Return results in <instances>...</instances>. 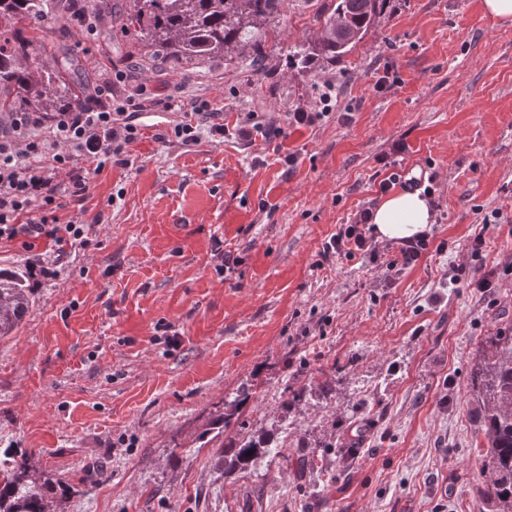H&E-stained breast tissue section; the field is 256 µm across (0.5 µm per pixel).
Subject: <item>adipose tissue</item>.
Here are the masks:
<instances>
[{
  "label": "adipose tissue",
  "instance_id": "ef3b65f1",
  "mask_svg": "<svg viewBox=\"0 0 512 512\" xmlns=\"http://www.w3.org/2000/svg\"><path fill=\"white\" fill-rule=\"evenodd\" d=\"M430 217L429 205L419 194H395L387 197L375 210L374 232L382 240L411 241L424 234Z\"/></svg>",
  "mask_w": 512,
  "mask_h": 512
}]
</instances>
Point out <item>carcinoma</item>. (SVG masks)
Listing matches in <instances>:
<instances>
[{
    "instance_id": "obj_1",
    "label": "carcinoma",
    "mask_w": 512,
    "mask_h": 512,
    "mask_svg": "<svg viewBox=\"0 0 512 512\" xmlns=\"http://www.w3.org/2000/svg\"><path fill=\"white\" fill-rule=\"evenodd\" d=\"M49 0H0V112L79 111L88 90V65L69 49L36 45L37 33L54 15ZM287 0H134L127 26L157 51L184 60L222 57L232 62L256 57ZM387 0H336L314 38L288 46L299 64L314 57L340 60L360 42L384 11ZM26 272H0V336L10 333L29 306ZM471 391L484 408L488 449L482 458L481 493L491 512H512V329L483 339L475 352ZM247 389L219 414L218 433L240 423ZM270 452L262 438L224 445L231 470H246ZM59 482L28 461L0 468V512H57Z\"/></svg>"
}]
</instances>
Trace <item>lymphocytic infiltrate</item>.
Wrapping results in <instances>:
<instances>
[{
	"mask_svg": "<svg viewBox=\"0 0 512 512\" xmlns=\"http://www.w3.org/2000/svg\"><path fill=\"white\" fill-rule=\"evenodd\" d=\"M111 97L112 83L106 80L96 87L93 106L81 111L51 117L13 112L0 118V242L17 241L32 252L28 273L34 283L59 279L63 273L57 257L34 254L36 241L83 246L87 236L81 222L29 224L24 215L36 202L45 210L56 208L54 179L63 169L69 172L67 194L84 197L92 169L126 163L127 148L139 137L136 120L143 103L112 107L108 104ZM75 157L84 159L85 167L72 169L70 162ZM372 218L370 209L361 210L354 225L329 239L326 252L350 256L368 249Z\"/></svg>",
	"mask_w": 512,
	"mask_h": 512,
	"instance_id": "lymphocytic-infiltrate-1",
	"label": "lymphocytic infiltrate"
}]
</instances>
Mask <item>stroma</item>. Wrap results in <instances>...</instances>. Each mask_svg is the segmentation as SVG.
I'll use <instances>...</instances> for the list:
<instances>
[{
    "label": "stroma",
    "instance_id": "35a3bbf8",
    "mask_svg": "<svg viewBox=\"0 0 512 512\" xmlns=\"http://www.w3.org/2000/svg\"><path fill=\"white\" fill-rule=\"evenodd\" d=\"M331 7L288 0L258 72L155 52L129 0L94 35L50 25L114 103L150 100L128 165L55 212L83 219L87 245L0 338V452L60 477L63 512H489L469 383L478 343L512 328V25L482 0H387L341 60L299 68L289 44ZM326 90V117L288 126ZM196 99L286 134L183 145L172 130ZM402 171L432 181L422 257L400 265L378 239L325 254ZM243 387L244 434L272 452L228 473L201 434ZM346 426L362 434L348 462Z\"/></svg>",
    "mask_w": 512,
    "mask_h": 512
}]
</instances>
